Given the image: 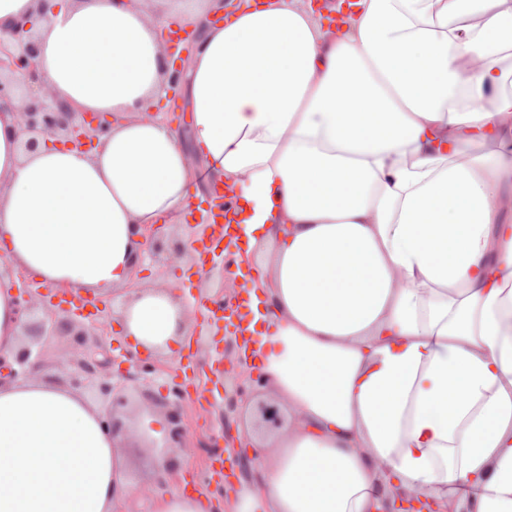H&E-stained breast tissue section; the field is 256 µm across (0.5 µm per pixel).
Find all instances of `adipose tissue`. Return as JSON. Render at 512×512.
<instances>
[{
  "mask_svg": "<svg viewBox=\"0 0 512 512\" xmlns=\"http://www.w3.org/2000/svg\"><path fill=\"white\" fill-rule=\"evenodd\" d=\"M0 0L30 23L39 84L108 124L93 147L27 150L0 108V262L73 292L121 291L122 333L160 360L194 310L135 279L152 224L234 190L259 272L253 325L278 427L239 416L249 478L226 512H512V0ZM196 40L189 131L149 117ZM482 59L474 69V59ZM0 278V356L25 342ZM41 370L0 378V512H213L120 414Z\"/></svg>",
  "mask_w": 512,
  "mask_h": 512,
  "instance_id": "obj_1",
  "label": "adipose tissue"
}]
</instances>
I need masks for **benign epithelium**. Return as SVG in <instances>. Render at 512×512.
Masks as SVG:
<instances>
[{"label":"benign epithelium","mask_w":512,"mask_h":512,"mask_svg":"<svg viewBox=\"0 0 512 512\" xmlns=\"http://www.w3.org/2000/svg\"><path fill=\"white\" fill-rule=\"evenodd\" d=\"M38 47L33 39L31 28L19 25L0 32V71L11 74L8 79L0 78V106L16 105L20 124L30 134L26 148L35 149L40 143L63 140L73 146L85 147L102 133L105 125L90 124L86 118L75 112H66L53 102L38 94L35 87L39 83L36 57ZM180 74L171 76L165 88L164 99L170 111H175L179 97ZM20 311L31 315L36 310L44 312L41 332L50 336L63 329L71 336L69 352L76 361L77 371L72 384L80 387L93 385L98 393L110 398L118 386L112 381V359L105 346L96 339L99 323L60 308L44 299L38 288L23 284V291L16 296ZM262 384V378H254L244 373L235 377L233 391L243 397L247 389Z\"/></svg>","instance_id":"benign-epithelium-1"}]
</instances>
